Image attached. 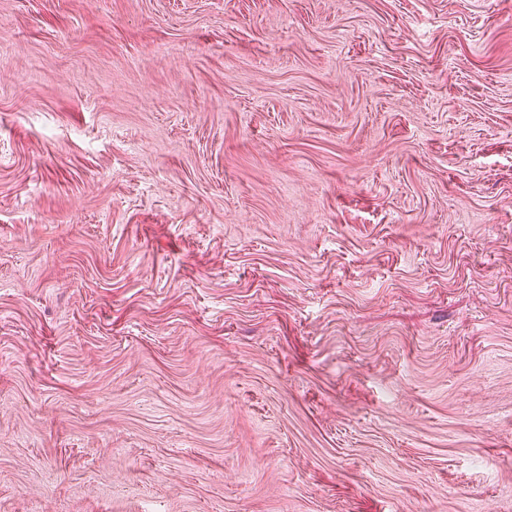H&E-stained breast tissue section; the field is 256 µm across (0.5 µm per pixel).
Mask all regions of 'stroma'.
<instances>
[{
    "mask_svg": "<svg viewBox=\"0 0 512 512\" xmlns=\"http://www.w3.org/2000/svg\"><path fill=\"white\" fill-rule=\"evenodd\" d=\"M0 512H512V0H0Z\"/></svg>",
    "mask_w": 512,
    "mask_h": 512,
    "instance_id": "35a3bbf8",
    "label": "stroma"
}]
</instances>
